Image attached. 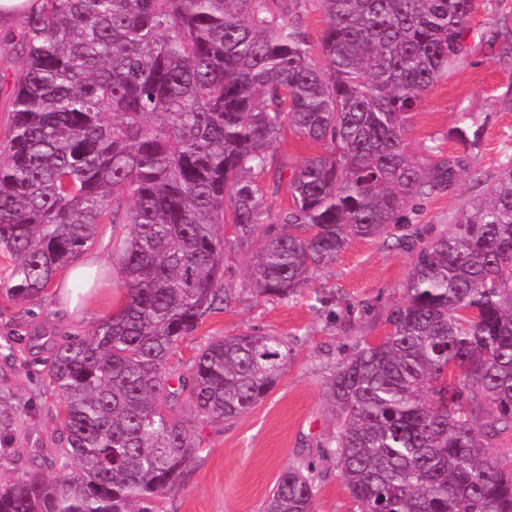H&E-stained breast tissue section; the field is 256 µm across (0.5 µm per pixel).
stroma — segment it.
<instances>
[{
    "label": "stroma",
    "mask_w": 512,
    "mask_h": 512,
    "mask_svg": "<svg viewBox=\"0 0 512 512\" xmlns=\"http://www.w3.org/2000/svg\"><path fill=\"white\" fill-rule=\"evenodd\" d=\"M465 44L466 53L430 89L407 134L410 151L435 146L432 161L469 158L449 188L424 198L408 214L402 233L413 239V247L392 236L352 240L335 264L316 271L309 286L284 300L244 291L248 259L239 255L230 261L225 279L240 289L238 303L213 313L189 335L174 364H187L207 338L249 330L288 337L294 358L278 385L247 414L200 424L202 451L193 472L177 494L160 499L161 512H263L282 471L303 459L315 466L316 512H353L335 459L322 454L336 430L326 380L360 341L388 332L387 311L403 296L417 246L482 197L512 159V0H476ZM457 126L478 129L479 145L455 139L451 131ZM317 290L333 294L334 305L316 304ZM110 294L76 319L60 310L54 292L27 310L0 291V344L36 326L58 336L87 335L114 312L119 288ZM24 358L19 345L13 358L0 356V384L29 405L12 441L0 447V477L6 479L31 467L34 457L51 455L58 434V399L38 367L24 365Z\"/></svg>",
    "instance_id": "stroma-1"
}]
</instances>
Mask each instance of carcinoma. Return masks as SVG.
Masks as SVG:
<instances>
[{"label": "carcinoma", "instance_id": "1", "mask_svg": "<svg viewBox=\"0 0 512 512\" xmlns=\"http://www.w3.org/2000/svg\"><path fill=\"white\" fill-rule=\"evenodd\" d=\"M318 66L278 0H43L0 44L14 95L0 130V254L16 305L112 228L122 302L88 336H27L60 398L41 466L0 478V512H157L202 451L198 424L247 414L280 381L284 336L180 344L248 280L286 299L353 238L392 235L465 159L408 149L425 95L463 53L475 0H317ZM321 147L291 168L280 135ZM291 205L267 220L266 189ZM389 333L327 379L334 458L354 512H512V166L420 247ZM185 403L189 413L177 410ZM485 405L494 418L484 426ZM25 408L0 387V443ZM314 464L279 477L263 512H315Z\"/></svg>", "mask_w": 512, "mask_h": 512}]
</instances>
